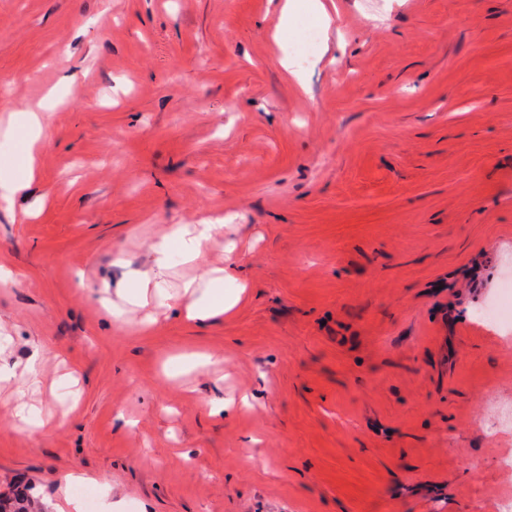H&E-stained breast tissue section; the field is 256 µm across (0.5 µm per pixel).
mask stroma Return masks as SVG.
Returning <instances> with one entry per match:
<instances>
[{"mask_svg":"<svg viewBox=\"0 0 512 512\" xmlns=\"http://www.w3.org/2000/svg\"><path fill=\"white\" fill-rule=\"evenodd\" d=\"M0 0V491L54 512H497L512 495V0ZM296 58V82L281 59ZM67 86H59L62 74ZM227 222L200 325L112 319L172 224ZM42 370L33 380V354ZM189 354L214 365L187 366ZM249 407H242V398ZM47 421L21 432L14 407ZM54 109L47 107L41 112H24L23 127L25 128L26 141L23 152L18 159V164L23 171L20 180H0V200L10 202L19 192L26 189L36 178L35 153L43 128L48 125L51 113ZM225 278H233L229 267H224V275L209 279L203 288L195 280L184 284L183 292L178 298L185 302L188 319L204 322L228 312L240 300L245 288L239 290L234 299L225 301Z\"/></svg>","mask_w":512,"mask_h":512,"instance_id":"stroma-1","label":"stroma"}]
</instances>
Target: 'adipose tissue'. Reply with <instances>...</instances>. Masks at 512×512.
I'll list each match as a JSON object with an SVG mask.
<instances>
[{
	"label": "adipose tissue",
	"mask_w": 512,
	"mask_h": 512,
	"mask_svg": "<svg viewBox=\"0 0 512 512\" xmlns=\"http://www.w3.org/2000/svg\"><path fill=\"white\" fill-rule=\"evenodd\" d=\"M26 141L18 164L23 171L22 179L0 180V200L11 201L36 178L35 153L43 128L48 125L51 113L26 112L22 115ZM225 224L220 218H204L194 224H173L151 249L161 257L160 262L146 271L138 281L123 292L124 299L132 305L153 303L155 308L168 307L171 300L165 288V257L177 253L180 260L198 263L210 245L224 235ZM181 298L185 303L186 316L196 321H206L228 312L231 308L224 298V279L214 277L207 283L188 281L183 286Z\"/></svg>",
	"instance_id": "adipose-tissue-1"
}]
</instances>
